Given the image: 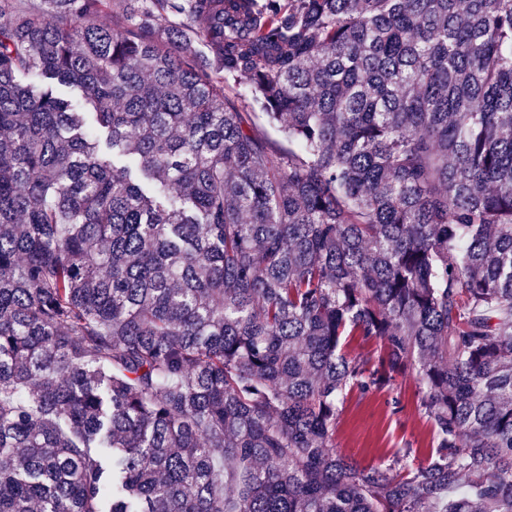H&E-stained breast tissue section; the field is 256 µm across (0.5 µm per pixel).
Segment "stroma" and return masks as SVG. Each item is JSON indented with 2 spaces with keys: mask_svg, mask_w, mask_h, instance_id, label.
Here are the masks:
<instances>
[{
  "mask_svg": "<svg viewBox=\"0 0 512 512\" xmlns=\"http://www.w3.org/2000/svg\"><path fill=\"white\" fill-rule=\"evenodd\" d=\"M433 444V429L419 408L411 373L390 389L348 393L336 420L337 451L362 465L392 459L406 448L414 463L425 458Z\"/></svg>",
  "mask_w": 512,
  "mask_h": 512,
  "instance_id": "1",
  "label": "stroma"
}]
</instances>
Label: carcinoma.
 <instances>
[{"label":"carcinoma","instance_id":"cac0c4a2","mask_svg":"<svg viewBox=\"0 0 512 512\" xmlns=\"http://www.w3.org/2000/svg\"><path fill=\"white\" fill-rule=\"evenodd\" d=\"M42 2L0 0V512H512V0ZM411 371L428 458L338 453ZM343 350L350 358L356 360H377L383 354V347L380 342L366 340L358 334L347 338Z\"/></svg>","mask_w":512,"mask_h":512}]
</instances>
